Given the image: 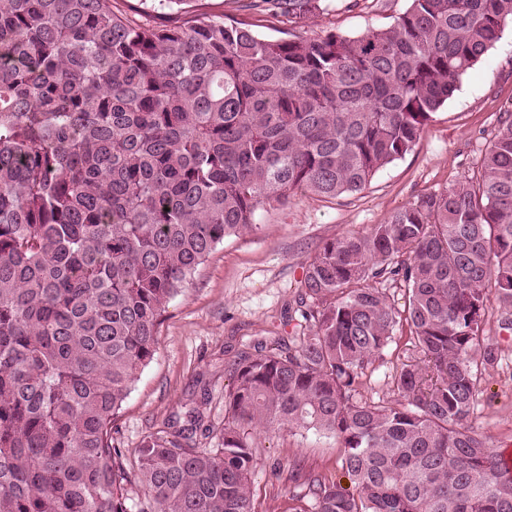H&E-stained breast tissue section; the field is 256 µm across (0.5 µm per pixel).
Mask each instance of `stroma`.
<instances>
[{"instance_id":"1","label":"stroma","mask_w":512,"mask_h":512,"mask_svg":"<svg viewBox=\"0 0 512 512\" xmlns=\"http://www.w3.org/2000/svg\"><path fill=\"white\" fill-rule=\"evenodd\" d=\"M249 0H190L184 11L152 14L148 0H113L133 21L179 23L206 13L255 25L257 33L287 30L305 37L333 31L358 36L388 27L409 0H321V9L299 23L280 22L249 8ZM512 114V26L462 77L451 98L433 114L412 150L379 170L361 192L332 200L299 193L256 216V229L225 240L169 304L157 332V352L140 372L119 412L114 443L126 467H135L148 436L173 418L200 407L214 426L224 421V394L233 385L231 366L257 343L297 346L306 326L298 302L308 262L327 240L364 235L414 203L471 177L502 122ZM512 311L489 298L483 344L498 359L486 365L471 421L490 448H512ZM421 361L408 340L386 349L369 365L358 396L397 399V372ZM252 480L254 512H307L306 479H342L335 438L295 432L263 438Z\"/></svg>"}]
</instances>
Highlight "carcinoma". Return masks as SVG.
I'll use <instances>...</instances> for the list:
<instances>
[{
	"label": "carcinoma",
	"mask_w": 512,
	"mask_h": 512,
	"mask_svg": "<svg viewBox=\"0 0 512 512\" xmlns=\"http://www.w3.org/2000/svg\"><path fill=\"white\" fill-rule=\"evenodd\" d=\"M298 23L320 0H260ZM512 23V0H411L357 36L242 22L133 24L112 0H0V512H254L257 436L331 435L351 487L314 512H512V467L471 427L489 290L512 308V120L473 177L326 241L296 348L232 364L224 424L193 410L113 443L170 301L257 211L361 191ZM405 290L399 310L371 281ZM406 324L424 366L400 400L355 401ZM217 439L201 448L198 438Z\"/></svg>",
	"instance_id": "obj_1"
}]
</instances>
